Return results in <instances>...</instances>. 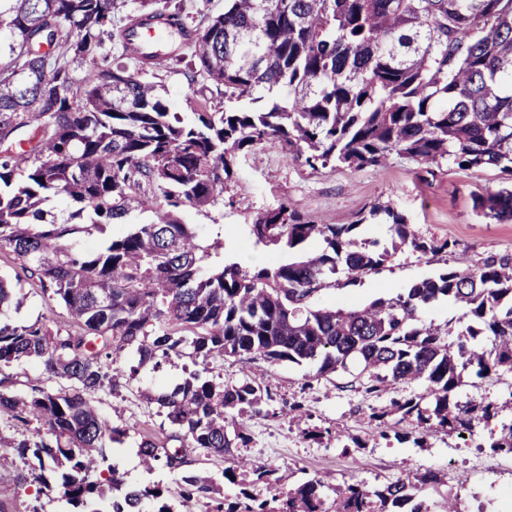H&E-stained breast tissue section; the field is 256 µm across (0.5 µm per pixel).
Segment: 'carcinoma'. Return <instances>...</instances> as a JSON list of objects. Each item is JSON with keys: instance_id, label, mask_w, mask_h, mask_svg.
Returning a JSON list of instances; mask_svg holds the SVG:
<instances>
[{"instance_id": "carcinoma-1", "label": "carcinoma", "mask_w": 512, "mask_h": 512, "mask_svg": "<svg viewBox=\"0 0 512 512\" xmlns=\"http://www.w3.org/2000/svg\"><path fill=\"white\" fill-rule=\"evenodd\" d=\"M224 13L199 27L171 0H0V251L51 291L80 327L64 335L46 320L15 324L18 293L0 278V374L22 359L37 362L69 387L34 386L27 399L0 390V412L34 420L18 456L35 458L38 476L71 512H174L157 486L114 496L122 483L95 476L107 450L122 442L92 405L115 390L118 364L130 354L138 368L186 357L204 368L171 387L145 394L166 412L179 448L145 438L141 464L171 471L186 461L182 448L222 455L246 443L242 428L228 434V411L259 414L272 399L266 384L226 385L207 376L213 359L269 363L310 360L316 376L362 364L368 392L427 382L424 393L372 414L383 435L408 417L418 431L454 430L490 422L489 403L460 408L453 401L461 372L477 377L512 373V258L490 256L475 272L447 269L391 299L354 310L309 302L321 281L343 270L362 274L382 265L388 250L354 248V224H315L286 205L248 224L254 244L289 251L310 239L324 247L300 261L253 271L227 262L224 242L205 243L202 227L183 220L218 203L236 152L273 139L311 168L330 164L379 166L407 154L427 173L444 163L458 170L491 167L504 187L473 196L475 210L512 222V0H225ZM172 18L182 49L191 52L204 83L193 117L170 111L152 81L178 61L142 56L136 71L112 66L107 45L127 48L145 22ZM84 69L80 82L73 72ZM216 94L213 102L207 94ZM31 130L26 146L13 143ZM394 234V247L426 256L448 248L417 237L390 205H375ZM115 224L94 252L80 233ZM440 298L463 306L471 323L448 332L412 325L417 307ZM483 336L488 347L473 349ZM399 413L394 423L389 417ZM489 448L512 453V422L491 433ZM247 469L262 481L269 470L242 458L224 473L236 482ZM434 481L396 480L372 488L355 480L326 506L324 481L311 480L282 497L273 511L248 489L215 512H430L414 502ZM198 476H181V495L208 491Z\"/></svg>"}]
</instances>
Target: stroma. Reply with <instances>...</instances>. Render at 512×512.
<instances>
[{
  "label": "stroma",
  "mask_w": 512,
  "mask_h": 512,
  "mask_svg": "<svg viewBox=\"0 0 512 512\" xmlns=\"http://www.w3.org/2000/svg\"><path fill=\"white\" fill-rule=\"evenodd\" d=\"M190 74L191 64L186 59L158 74L173 111L186 119L197 106ZM501 186L500 174L494 169L462 172L446 164L429 174L412 158L396 154L376 168L313 170L286 158L280 144L269 141L244 148L235 157L233 176L224 189L229 202L224 209V242L227 250H235L245 221L285 204L317 224L354 225L356 240L387 247L391 244L388 225L368 217L371 206L378 203L394 207L417 236L448 242V249L434 256L399 251L372 272L358 276L338 273L331 286L321 289L311 301L315 307H361L379 298L396 297L409 283L446 268L475 270L487 256L512 257V222L498 223L473 208V194L494 192ZM0 277L23 294L16 321L31 323L45 318L52 327L69 330L66 310L6 250L0 251ZM190 365V360L176 358L157 372L143 367L136 380L120 381L116 391L100 392L93 399L100 415L124 431L126 454L110 458L118 477L129 487H163L175 512H212L217 502L234 501L241 486L227 481L224 470L236 456L273 468L270 484L251 486L261 495L272 486L285 489L328 473L334 485L326 493L331 500L336 489L353 479L378 486L431 473L438 481L427 485L422 495L430 512L450 495L457 498L461 512H512V461L488 448V428L479 425L467 434L437 430L427 433L418 444L381 437L373 413L389 408L392 401L423 393L424 381L397 384L386 392L371 394L355 383L358 369L353 365L320 377L312 362L272 364L256 359L244 363L234 357L213 361V374L228 384L247 378L270 383L273 399L264 404L261 414H237L249 437L246 446L221 456L199 448L186 449L187 470L205 478L211 490L182 498L179 472L163 467L145 470L133 451L144 436L164 443L171 433L157 406L147 404L143 390L180 381ZM463 379L458 401L493 403L499 420L512 421V374L479 379L467 373ZM293 401L304 405L305 421L289 419L288 405ZM308 429L322 432V440L306 438ZM28 433L26 425L0 414V512H63L55 492L38 482L37 460L20 459L13 446Z\"/></svg>",
  "instance_id": "obj_1"
}]
</instances>
